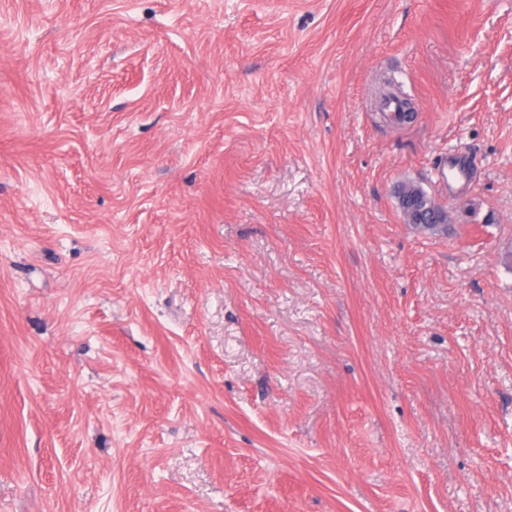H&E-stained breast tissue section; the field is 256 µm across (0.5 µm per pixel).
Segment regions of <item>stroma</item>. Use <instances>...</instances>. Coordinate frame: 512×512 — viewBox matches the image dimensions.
<instances>
[{
    "mask_svg": "<svg viewBox=\"0 0 512 512\" xmlns=\"http://www.w3.org/2000/svg\"><path fill=\"white\" fill-rule=\"evenodd\" d=\"M0 512H512V0H0ZM405 194H413L417 197L418 204L422 207V210H430L432 219L428 222L431 224L429 231L435 234H443L441 224L448 223V210L443 209L432 197L426 195L418 186L413 184H407L399 193V197L397 196L399 206L402 205V198Z\"/></svg>",
    "mask_w": 512,
    "mask_h": 512,
    "instance_id": "obj_1",
    "label": "stroma"
}]
</instances>
